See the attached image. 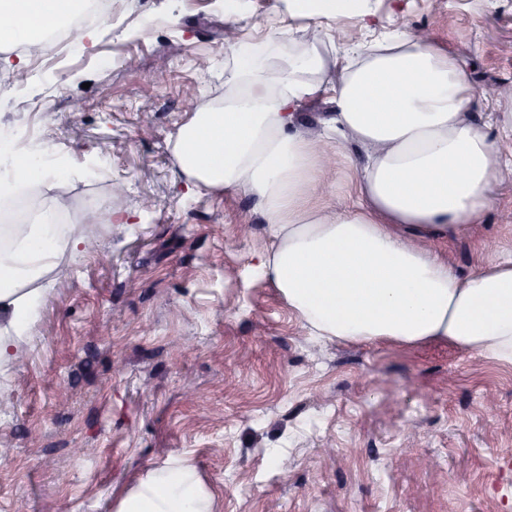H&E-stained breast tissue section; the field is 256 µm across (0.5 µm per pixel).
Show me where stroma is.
Listing matches in <instances>:
<instances>
[{"mask_svg":"<svg viewBox=\"0 0 512 512\" xmlns=\"http://www.w3.org/2000/svg\"><path fill=\"white\" fill-rule=\"evenodd\" d=\"M254 43L303 44L296 0H112L95 40L20 61L0 44V181L49 150L39 196L82 216L85 250L50 273L21 361L0 375V512H117L146 476L191 467L212 512H512V364L444 341L314 334L261 258L266 217L242 190L195 193L178 129L219 105L235 64L224 25ZM352 40L433 30L475 88L489 138L512 113V0H360L320 21ZM310 209L357 200L356 143ZM484 233L449 237L458 273L512 253V173Z\"/></svg>","mask_w":512,"mask_h":512,"instance_id":"stroma-1","label":"stroma"}]
</instances>
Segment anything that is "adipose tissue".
<instances>
[{
    "instance_id": "1",
    "label": "adipose tissue",
    "mask_w": 512,
    "mask_h": 512,
    "mask_svg": "<svg viewBox=\"0 0 512 512\" xmlns=\"http://www.w3.org/2000/svg\"><path fill=\"white\" fill-rule=\"evenodd\" d=\"M84 0H0V40L45 52L43 33L68 31ZM313 27L303 49L241 54L221 106L194 113L178 130L177 168L199 190L252 194L274 239L262 257L276 288L319 335L414 345L445 341L473 357L512 363V257L459 274L435 244L469 234L489 208L503 153L470 119L475 96L460 61L434 41L394 34L369 53L349 44L327 57ZM336 112L323 135L304 133L297 112L323 94ZM355 141L365 155L359 200L348 210L312 212L307 195L324 173L322 137ZM28 225L0 251V369L44 296L36 282L65 252L82 251L77 227L60 236L53 214ZM118 512H210L190 467L149 475Z\"/></svg>"
}]
</instances>
